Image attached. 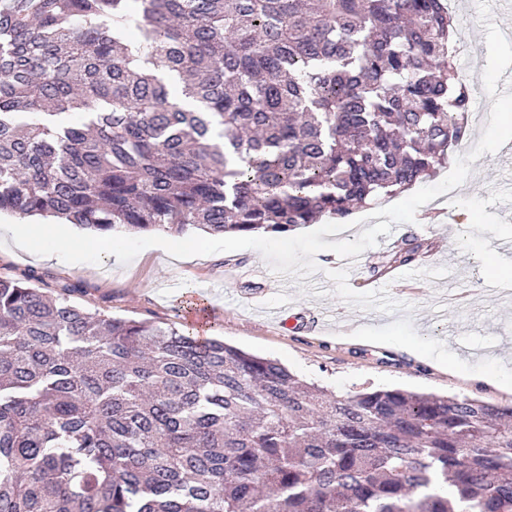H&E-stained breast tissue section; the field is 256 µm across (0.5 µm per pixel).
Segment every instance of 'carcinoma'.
I'll use <instances>...</instances> for the list:
<instances>
[{
	"label": "carcinoma",
	"instance_id": "obj_1",
	"mask_svg": "<svg viewBox=\"0 0 512 512\" xmlns=\"http://www.w3.org/2000/svg\"><path fill=\"white\" fill-rule=\"evenodd\" d=\"M452 29L443 0H0V212L102 236L342 222L465 138ZM42 284L0 274V512H512V406L338 397Z\"/></svg>",
	"mask_w": 512,
	"mask_h": 512
}]
</instances>
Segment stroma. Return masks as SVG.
Listing matches in <instances>:
<instances>
[{
	"label": "stroma",
	"mask_w": 512,
	"mask_h": 512,
	"mask_svg": "<svg viewBox=\"0 0 512 512\" xmlns=\"http://www.w3.org/2000/svg\"><path fill=\"white\" fill-rule=\"evenodd\" d=\"M456 57H468L463 81L482 100L467 115V135L449 161L469 152L489 121L499 95V74L512 68V40L501 35L492 0H458ZM469 178L437 196L412 223L392 224L390 234L359 255L326 262L297 279L271 275L264 283L225 278L227 268L265 266L254 249L176 258L147 248L129 263L103 256L100 264H70L34 257L0 236V272L37 271L48 288L79 283L85 305L116 317L175 325L203 337L278 360L309 382L344 396L366 387L451 394L512 405V393L480 381L498 372L512 381V217L499 208L512 196V166L499 154L471 163ZM418 237L416 262L373 271L406 236ZM202 298L205 322L190 313Z\"/></svg>",
	"instance_id": "35a3bbf8"
}]
</instances>
